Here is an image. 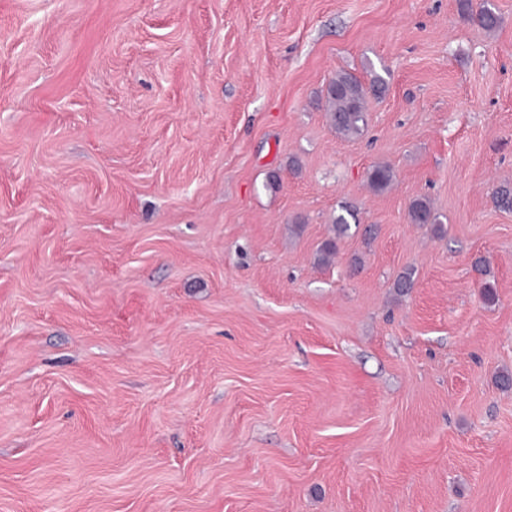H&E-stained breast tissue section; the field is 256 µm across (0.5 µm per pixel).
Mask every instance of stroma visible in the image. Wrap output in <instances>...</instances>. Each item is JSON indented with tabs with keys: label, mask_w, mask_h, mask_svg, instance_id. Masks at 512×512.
Listing matches in <instances>:
<instances>
[{
	"label": "stroma",
	"mask_w": 512,
	"mask_h": 512,
	"mask_svg": "<svg viewBox=\"0 0 512 512\" xmlns=\"http://www.w3.org/2000/svg\"><path fill=\"white\" fill-rule=\"evenodd\" d=\"M493 3L0 0V512H512ZM462 17L482 29L491 31L498 26L499 18L490 0H482L473 5L472 0H462L459 4ZM385 90V80L376 75L369 84L355 75L342 72L327 85L325 91L329 118L336 133L343 137L360 135L367 124V100ZM409 216L411 223L433 224L435 231L440 234L446 231L443 224L440 223L437 214L425 199H417L411 204ZM343 211L345 214H339L334 217L333 220L335 237L324 241L319 249L320 259L323 262L328 261L331 256L336 255L337 240L343 237L350 228L348 217L355 219V212L353 209L345 207Z\"/></svg>",
	"instance_id": "obj_1"
}]
</instances>
